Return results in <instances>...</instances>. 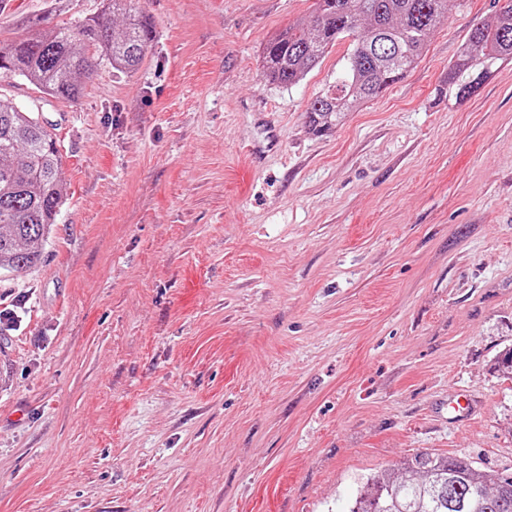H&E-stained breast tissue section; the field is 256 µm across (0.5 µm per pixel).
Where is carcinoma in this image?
<instances>
[{
  "mask_svg": "<svg viewBox=\"0 0 512 512\" xmlns=\"http://www.w3.org/2000/svg\"><path fill=\"white\" fill-rule=\"evenodd\" d=\"M130 0H107L108 18L75 28L58 27L25 39L0 40V76L25 77L42 92L75 99L99 59L129 74L155 38L148 17ZM124 17L116 34L109 16ZM448 18V0H315L308 20L288 25L263 50L272 82L293 86L337 40L352 38L343 74L334 88L308 105V123L328 132L346 112L372 100L400 79L423 55L434 29ZM512 59V0L469 30L448 66V101L472 95L474 76L490 61ZM61 153L56 135L33 112L0 98V272H22L41 260L38 244L63 202ZM405 478L367 480L349 512H512V475L476 468L472 462L433 453L403 463Z\"/></svg>",
  "mask_w": 512,
  "mask_h": 512,
  "instance_id": "carcinoma-1",
  "label": "carcinoma"
}]
</instances>
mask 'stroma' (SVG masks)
<instances>
[{
  "label": "stroma",
  "mask_w": 512,
  "mask_h": 512,
  "mask_svg": "<svg viewBox=\"0 0 512 512\" xmlns=\"http://www.w3.org/2000/svg\"><path fill=\"white\" fill-rule=\"evenodd\" d=\"M313 4L132 0L134 73L0 78L67 188L38 268L0 274V512H347L421 452L512 474V60L441 92L494 0H450L322 136L350 39L291 87L261 67ZM104 9L0 0V40Z\"/></svg>",
  "instance_id": "1"
}]
</instances>
